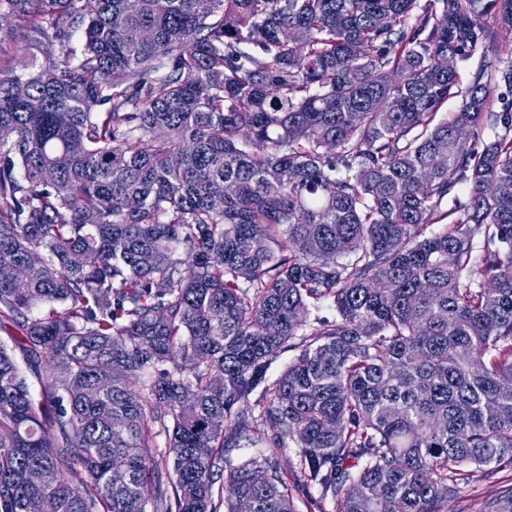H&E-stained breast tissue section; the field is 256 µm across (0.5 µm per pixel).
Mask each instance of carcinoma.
Wrapping results in <instances>:
<instances>
[{"label":"carcinoma","instance_id":"cac0c4a2","mask_svg":"<svg viewBox=\"0 0 512 512\" xmlns=\"http://www.w3.org/2000/svg\"><path fill=\"white\" fill-rule=\"evenodd\" d=\"M487 15L512 32V0H0L61 57L0 76V512H296L287 439L336 512H445L459 466L512 462Z\"/></svg>","mask_w":512,"mask_h":512}]
</instances>
